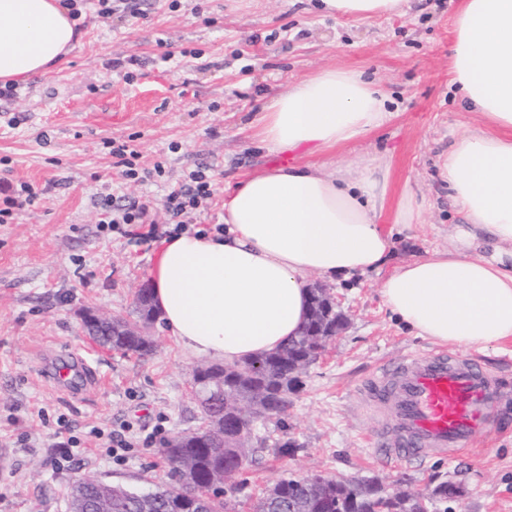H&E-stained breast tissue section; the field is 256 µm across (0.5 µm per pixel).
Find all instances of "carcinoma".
Segmentation results:
<instances>
[{"instance_id":"carcinoma-1","label":"carcinoma","mask_w":512,"mask_h":512,"mask_svg":"<svg viewBox=\"0 0 512 512\" xmlns=\"http://www.w3.org/2000/svg\"><path fill=\"white\" fill-rule=\"evenodd\" d=\"M139 319L152 324L156 317L150 294L140 289L136 296ZM102 344L118 351H131L147 355L153 343L139 336H115L109 329H100ZM312 336L300 335L281 349L257 360L259 368L248 369L249 363L234 366H212L205 369L203 387L212 391L207 411L224 413V397H254L264 395L271 400L270 416L279 417L286 412L290 396L301 386V374L296 366L304 362L313 349ZM246 449L237 447L234 431L224 433V440L205 447L198 438L188 433L166 443L163 454L171 466L177 485L159 488L148 494H139L120 485L112 486V492H99L95 487L83 488L77 484L71 488V501H90L104 495H112V512H224L225 503L203 497L213 476L224 472V487L233 488L245 459ZM187 481L194 482L198 497L188 498L181 492ZM462 487L442 482L427 500L441 502L462 495ZM252 512H428V505L417 497L391 495L374 481L350 482L323 477L312 473V483L299 485L291 477L278 480L252 505Z\"/></svg>"}]
</instances>
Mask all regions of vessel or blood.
I'll return each mask as SVG.
<instances>
[{
    "instance_id": "b4317fda",
    "label": "vessel or blood",
    "mask_w": 512,
    "mask_h": 512,
    "mask_svg": "<svg viewBox=\"0 0 512 512\" xmlns=\"http://www.w3.org/2000/svg\"><path fill=\"white\" fill-rule=\"evenodd\" d=\"M48 378L74 396L98 385L101 376L80 360ZM360 392L377 422L374 452L388 463L455 455L491 426L501 403L495 375L476 359L445 351L410 352L382 365L362 382Z\"/></svg>"
}]
</instances>
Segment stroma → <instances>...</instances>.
<instances>
[{
	"label": "stroma",
	"mask_w": 512,
	"mask_h": 512,
	"mask_svg": "<svg viewBox=\"0 0 512 512\" xmlns=\"http://www.w3.org/2000/svg\"><path fill=\"white\" fill-rule=\"evenodd\" d=\"M139 6L142 17L104 19L95 0H85L80 39L65 61L20 85L16 97L0 99V200L9 183H30L38 193L14 220L0 223V450L15 460L12 473L0 475V512H68L71 482L83 474L140 491L168 482L165 442L202 423L190 392L202 363L158 322L150 329L155 349L145 357L103 346L84 328L89 309L134 317L135 291L159 252L158 242L137 245L121 229L104 228L97 202L148 194L163 223L167 187L202 167L213 196L193 210L192 226L222 224L225 186L272 167L323 162L320 154L258 148L253 124L266 94L334 64L380 78L394 101L387 126L336 149L335 157L390 154L379 224L394 232L395 246L382 272L331 283L346 326L309 367L284 423H256L244 482L225 494L226 510L249 512V500L280 478L318 470L388 489L400 480L424 494L443 481L462 487L460 497L430 512H512L511 342L477 355L505 383L508 423L451 459L385 466L353 391L379 364L439 348L393 318L379 288L399 265L453 248L463 222L438 167L448 132L466 110L448 73L455 0H409L404 15L366 20L324 16L313 0ZM131 55L137 64H126ZM117 58L124 64L116 69ZM113 139L133 140L140 166L161 165V174L146 184L123 180ZM407 187L430 205L425 223L410 230L394 222ZM73 353L107 375L109 387L73 398L45 381L42 369ZM122 423L137 438L125 462L101 450L61 460L64 438L82 440L89 427L108 433ZM287 442L294 455L279 454Z\"/></svg>",
	"instance_id": "obj_1"
}]
</instances>
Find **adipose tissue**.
Returning a JSON list of instances; mask_svg holds the SVG:
<instances>
[{
    "mask_svg": "<svg viewBox=\"0 0 512 512\" xmlns=\"http://www.w3.org/2000/svg\"><path fill=\"white\" fill-rule=\"evenodd\" d=\"M407 0H320L326 16L403 13ZM76 22L61 0H0V86L24 84L65 59ZM448 57L468 114L440 165L468 224L512 250V0H461ZM392 98L357 69L328 66L269 95L253 140L270 151L328 152L383 127ZM387 157L304 163L248 176L224 192V231L171 234L148 270L152 302L192 357L232 365L276 351L308 318L309 275L379 270L393 242L378 227ZM415 335L481 350L512 341V272L433 251L380 285Z\"/></svg>",
    "mask_w": 512,
    "mask_h": 512,
    "instance_id": "1",
    "label": "adipose tissue"
}]
</instances>
